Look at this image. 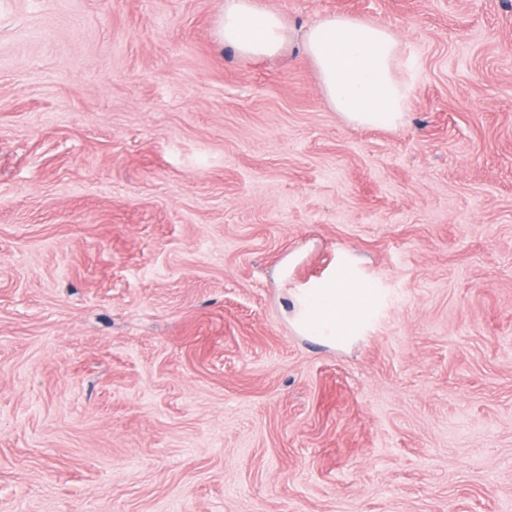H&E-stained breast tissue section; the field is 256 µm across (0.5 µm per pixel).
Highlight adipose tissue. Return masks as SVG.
Masks as SVG:
<instances>
[{
    "instance_id": "ef3b65f1",
    "label": "adipose tissue",
    "mask_w": 512,
    "mask_h": 512,
    "mask_svg": "<svg viewBox=\"0 0 512 512\" xmlns=\"http://www.w3.org/2000/svg\"><path fill=\"white\" fill-rule=\"evenodd\" d=\"M296 39L318 71L326 105L347 123L404 125L410 88L396 75L401 49L387 26L333 14L297 32L257 0H223L220 6L217 41L243 57L283 54ZM377 302V289L352 266L343 265L289 290L286 314L299 334L331 346L345 345L362 334Z\"/></svg>"
}]
</instances>
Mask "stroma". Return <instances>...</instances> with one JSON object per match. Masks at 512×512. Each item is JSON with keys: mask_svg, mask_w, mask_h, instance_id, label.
<instances>
[{"mask_svg": "<svg viewBox=\"0 0 512 512\" xmlns=\"http://www.w3.org/2000/svg\"><path fill=\"white\" fill-rule=\"evenodd\" d=\"M258 2L389 26L406 124L221 0H0V512H512V0ZM285 300L288 322L299 334L336 346L362 334L377 306L378 291L352 266L342 265L320 280L289 290Z\"/></svg>", "mask_w": 512, "mask_h": 512, "instance_id": "stroma-1", "label": "stroma"}]
</instances>
